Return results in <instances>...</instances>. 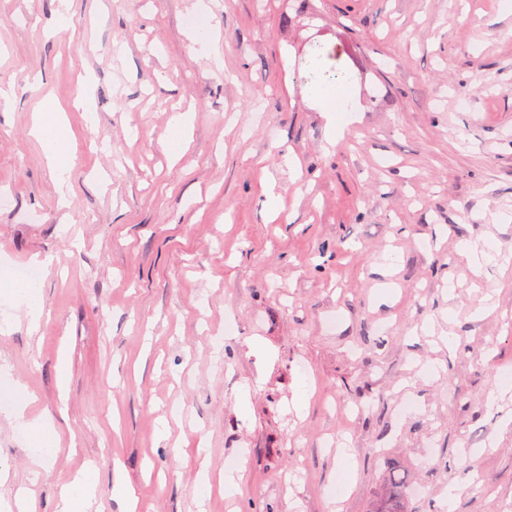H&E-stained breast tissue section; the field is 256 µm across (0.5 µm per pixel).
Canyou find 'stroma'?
<instances>
[{
	"label": "stroma",
	"instance_id": "stroma-1",
	"mask_svg": "<svg viewBox=\"0 0 512 512\" xmlns=\"http://www.w3.org/2000/svg\"><path fill=\"white\" fill-rule=\"evenodd\" d=\"M196 2L71 0L59 33L58 0H0V267L52 259L39 334L0 287V387L60 433L45 457L0 411V512H54L90 463L92 512H123L118 475L138 512H368L392 468L427 490L413 512L451 485L453 512H512V13L206 0L205 51ZM317 44L354 77L344 111L302 82ZM328 439L357 464L339 500ZM61 112L62 109L55 104L44 107L36 117L34 133L42 140L47 165L56 180L60 199L64 200V188L71 169L72 156L63 146L65 131L61 125Z\"/></svg>",
	"mask_w": 512,
	"mask_h": 512
}]
</instances>
